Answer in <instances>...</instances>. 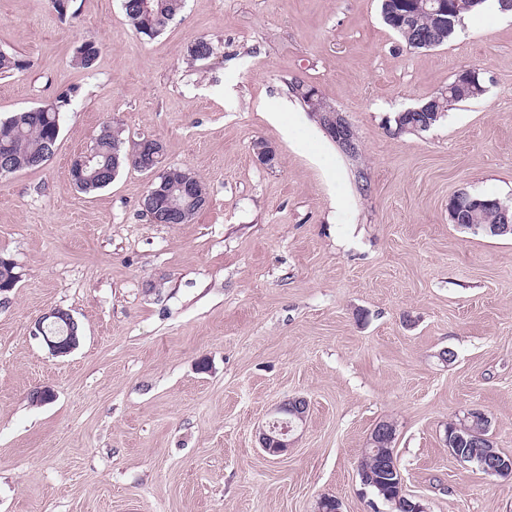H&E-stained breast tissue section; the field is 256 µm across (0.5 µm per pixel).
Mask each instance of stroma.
Returning <instances> with one entry per match:
<instances>
[{
  "mask_svg": "<svg viewBox=\"0 0 512 512\" xmlns=\"http://www.w3.org/2000/svg\"><path fill=\"white\" fill-rule=\"evenodd\" d=\"M211 40L210 59L188 48ZM102 43L92 70L72 56ZM0 119L75 95L44 166L0 177V512H389L358 466L396 425L406 490L427 512H512V477L450 454L477 408L512 454V236L458 228L465 190L512 203V16H465L413 49L379 0H186L159 35L121 0H0ZM479 72L484 94L426 131L396 113ZM315 86L358 140L347 155L295 100ZM289 102L283 121L268 111ZM156 137L208 201L152 223L149 177L84 193L72 161L103 122ZM275 148L260 165L254 144ZM67 310L80 342L53 355L31 330ZM450 349L455 357L442 362ZM38 387L51 401L32 402ZM309 403L294 443L260 446L273 408Z\"/></svg>",
  "mask_w": 512,
  "mask_h": 512,
  "instance_id": "35a3bbf8",
  "label": "stroma"
}]
</instances>
